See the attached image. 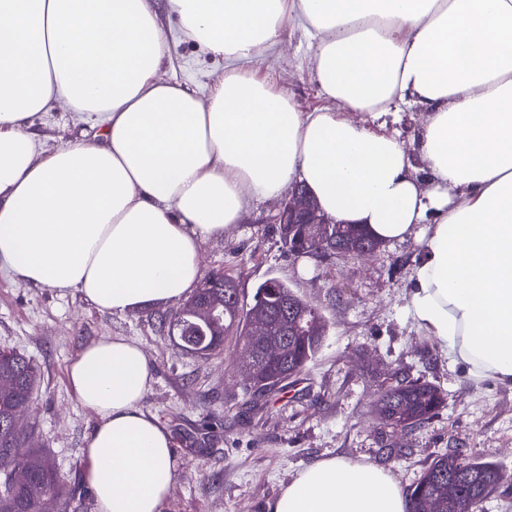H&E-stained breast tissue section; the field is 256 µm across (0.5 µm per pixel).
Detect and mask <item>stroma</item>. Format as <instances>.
I'll return each mask as SVG.
<instances>
[{
    "label": "stroma",
    "mask_w": 512,
    "mask_h": 512,
    "mask_svg": "<svg viewBox=\"0 0 512 512\" xmlns=\"http://www.w3.org/2000/svg\"><path fill=\"white\" fill-rule=\"evenodd\" d=\"M158 21L172 47L162 75L206 96L225 60L187 39L167 5ZM314 39L290 22L281 42L248 69L288 91L300 110L325 106L314 73ZM43 150L93 140L98 119L54 107L33 119ZM279 199L253 208L244 223L201 246L202 274L224 270L244 301L264 280H288L328 322L324 343L304 371L253 397L239 370L243 349L226 340L208 358L185 354L160 328L172 303L123 315L100 311L78 292L34 286L0 263V347L20 350L41 373L25 420L60 479L74 489L67 512H96L83 479L84 446L97 416L75 399L68 370L101 336H124L145 350L153 383L146 411L168 428L177 479L163 512H267L268 504L310 463L343 457L389 469L410 489L437 456L459 448L512 476V386L474 382L414 324L408 288L416 238L386 243L366 256L294 260L271 219ZM435 385L444 405L411 431L379 420L373 401L395 371ZM216 418L218 428L202 423Z\"/></svg>",
    "instance_id": "stroma-1"
}]
</instances>
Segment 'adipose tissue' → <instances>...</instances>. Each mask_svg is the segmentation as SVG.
<instances>
[{
  "label": "adipose tissue",
  "instance_id": "obj_1",
  "mask_svg": "<svg viewBox=\"0 0 512 512\" xmlns=\"http://www.w3.org/2000/svg\"><path fill=\"white\" fill-rule=\"evenodd\" d=\"M158 0H0V261L27 283L125 314L193 294L199 247L305 183L332 219L402 241L425 225L409 287L416 326L475 380L512 385V0H167L216 58L255 61L300 18L335 109L299 111L248 72L208 96L165 81ZM60 104L98 140L43 151ZM427 112L416 172L367 117ZM365 120H354V113ZM98 423L84 479L98 512H162L177 465L144 410L148 357L104 336L69 370ZM393 473L347 458L302 469L268 512H408Z\"/></svg>",
  "mask_w": 512,
  "mask_h": 512
}]
</instances>
